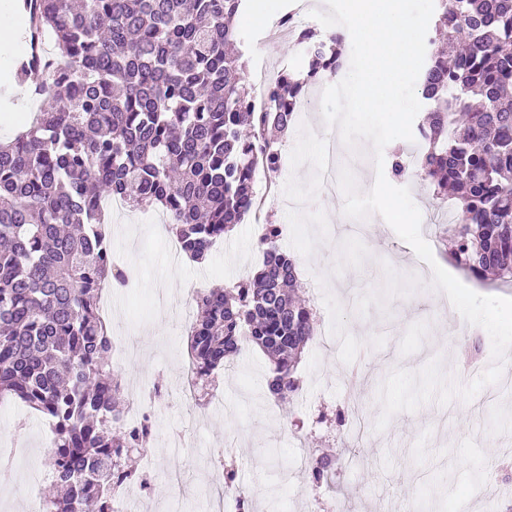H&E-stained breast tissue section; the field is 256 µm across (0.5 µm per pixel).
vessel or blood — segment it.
<instances>
[{
  "mask_svg": "<svg viewBox=\"0 0 512 512\" xmlns=\"http://www.w3.org/2000/svg\"><path fill=\"white\" fill-rule=\"evenodd\" d=\"M16 10L23 13L29 20L24 32L26 50L13 60L12 69L15 81L11 84L0 85V106L12 107L18 105L24 90L41 85L48 64L47 55L41 44L39 27L36 19L39 11V0H13Z\"/></svg>",
  "mask_w": 512,
  "mask_h": 512,
  "instance_id": "b4317fda",
  "label": "vessel or blood"
}]
</instances>
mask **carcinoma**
Returning a JSON list of instances; mask_svg holds the SVG:
<instances>
[{"label": "carcinoma", "mask_w": 512, "mask_h": 512, "mask_svg": "<svg viewBox=\"0 0 512 512\" xmlns=\"http://www.w3.org/2000/svg\"><path fill=\"white\" fill-rule=\"evenodd\" d=\"M245 0H42L58 61L41 94L55 107L0 141V398L50 423L60 495L39 512H111L112 478H134L133 449L151 429L123 424L120 375L98 311L112 262L103 198L161 207L181 251L205 257L255 210L258 164L279 171L276 135L295 124L306 82L342 66L340 36L304 32L306 75L280 74L257 112L243 86L234 17ZM419 83L432 103L418 125V173L458 203L451 259L475 277L512 281V0H437ZM267 224L253 278L196 297L189 362L198 385L249 344L271 363L275 401L299 393L297 365L315 335L310 305L289 292L295 262ZM320 456L311 483L332 488Z\"/></svg>", "instance_id": "cac0c4a2"}]
</instances>
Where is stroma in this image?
<instances>
[{
	"instance_id": "35a3bbf8",
	"label": "stroma",
	"mask_w": 512,
	"mask_h": 512,
	"mask_svg": "<svg viewBox=\"0 0 512 512\" xmlns=\"http://www.w3.org/2000/svg\"><path fill=\"white\" fill-rule=\"evenodd\" d=\"M292 3L247 0L237 19L249 57L246 87L254 98L266 89L256 66L265 67L267 80L284 71L298 76L307 68L303 46L265 39ZM325 131L321 112L297 119L279 144L284 166L275 177L257 176L260 211L218 241L205 265L170 269V234L156 224L154 208L111 217L112 254L129 280L128 287L112 291L111 335L125 337L136 353L119 365L124 379L176 391L188 362L190 322L178 310L157 308L155 290L167 289L178 302L253 275L263 258L261 225L287 229L279 244L303 265L301 292L316 315L314 339L297 369L301 394L293 404L267 397L269 361L249 346L219 370L193 417L180 404L158 408L147 443L157 462L150 512H207L216 495L210 473L218 459L233 463L253 490L252 512H458L464 502L474 512H499L504 496L497 487L512 478L507 397L489 405L478 397L445 406L431 402L394 415L383 431L375 429L378 390L392 370L416 372L438 356L450 376L454 367L441 348L448 334L480 339L486 347L491 340L483 328L441 304L430 267L382 217L370 224L331 220L344 196L324 191L316 181L314 143ZM397 184L410 189L422 215L421 233L443 269L478 294L512 298V284L476 281L450 259L448 235L437 219L440 203L427 183L404 177ZM353 402L360 404L365 423L359 440L333 421L338 408ZM0 430L22 442L15 483L0 490V512H25L30 496L50 487V432L44 417L14 399L0 404ZM177 432L195 436L196 444L177 466L176 494L169 486L168 440ZM324 453L336 460V490L313 488L307 475L289 472L295 456L311 460Z\"/></svg>"
}]
</instances>
